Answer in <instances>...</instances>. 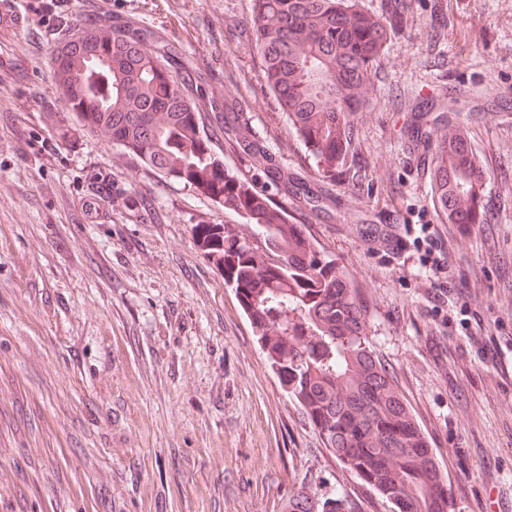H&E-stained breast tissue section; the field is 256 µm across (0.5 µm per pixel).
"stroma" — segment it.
<instances>
[{
  "label": "stroma",
  "instance_id": "1",
  "mask_svg": "<svg viewBox=\"0 0 512 512\" xmlns=\"http://www.w3.org/2000/svg\"><path fill=\"white\" fill-rule=\"evenodd\" d=\"M0 31V512H290L342 490L388 512L284 390L192 228L224 209L84 129L49 65L61 41L113 25L188 61L205 128L243 123L306 204L246 149L290 223L348 273L371 347L438 462L449 512L512 505V0H406L373 63L345 170L316 174L249 43L253 0H19ZM464 125L485 172L486 222L461 232L431 196L419 108ZM443 232L423 276L411 228ZM403 239L404 257L375 243ZM28 19L17 6L16 0L0 1V29L11 28L20 31L27 25Z\"/></svg>",
  "mask_w": 512,
  "mask_h": 512
}]
</instances>
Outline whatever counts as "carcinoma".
Returning a JSON list of instances; mask_svg holds the SVG:
<instances>
[{
	"label": "carcinoma",
	"mask_w": 512,
	"mask_h": 512,
	"mask_svg": "<svg viewBox=\"0 0 512 512\" xmlns=\"http://www.w3.org/2000/svg\"><path fill=\"white\" fill-rule=\"evenodd\" d=\"M397 21L358 0H254L251 47L281 115L332 178L343 166L370 68ZM175 52L150 47L145 30L119 26L56 47L50 56L63 103L91 131L131 150L159 175L189 186L246 223L197 224L201 253L234 290L271 368L336 456L390 505L391 512H449L435 495V455L372 350L373 313L345 270L282 210L224 168ZM441 144L430 168L435 200L453 224L484 223L486 192L468 138L435 122ZM236 141L262 161L267 151L246 127ZM323 512H346L340 490Z\"/></svg>",
	"instance_id": "1"
}]
</instances>
